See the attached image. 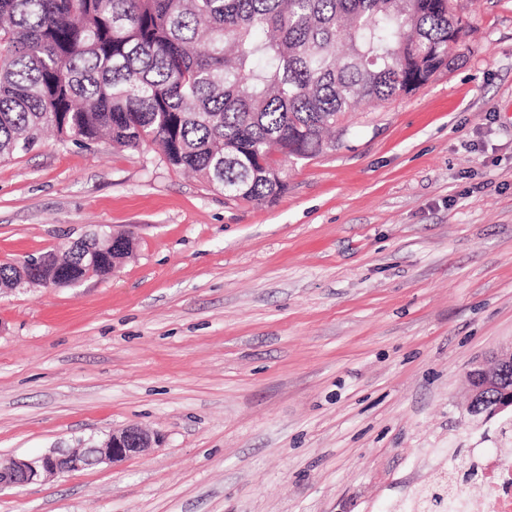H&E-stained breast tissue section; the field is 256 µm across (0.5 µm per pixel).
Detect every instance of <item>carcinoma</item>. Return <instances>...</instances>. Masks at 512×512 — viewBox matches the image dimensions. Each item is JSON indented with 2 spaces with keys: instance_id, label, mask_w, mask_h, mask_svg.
Wrapping results in <instances>:
<instances>
[{
  "instance_id": "obj_1",
  "label": "carcinoma",
  "mask_w": 512,
  "mask_h": 512,
  "mask_svg": "<svg viewBox=\"0 0 512 512\" xmlns=\"http://www.w3.org/2000/svg\"><path fill=\"white\" fill-rule=\"evenodd\" d=\"M451 30L466 35L453 0H0V158L48 131L150 143L229 200L273 201V151L336 149L346 113L450 68ZM128 252L76 243L60 261L81 281Z\"/></svg>"
}]
</instances>
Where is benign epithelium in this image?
Here are the masks:
<instances>
[{"label":"benign epithelium","mask_w":512,"mask_h":512,"mask_svg":"<svg viewBox=\"0 0 512 512\" xmlns=\"http://www.w3.org/2000/svg\"><path fill=\"white\" fill-rule=\"evenodd\" d=\"M117 233L94 234L82 239L88 251L104 253L113 248ZM44 288L70 286L62 264L51 253L42 254L27 266L19 267L18 285ZM468 412L473 417L490 418L512 409V343L499 349L490 365L475 363L466 372ZM493 393V404H482L480 398ZM157 435L138 426H124L110 432L103 440L72 451H51L36 457H13L0 463V490L20 488L40 481L44 476L88 469L100 464L117 465L154 447Z\"/></svg>","instance_id":"7a95c632"}]
</instances>
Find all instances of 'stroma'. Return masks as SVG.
Returning <instances> with one entry per match:
<instances>
[{
  "label": "stroma",
  "mask_w": 512,
  "mask_h": 512,
  "mask_svg": "<svg viewBox=\"0 0 512 512\" xmlns=\"http://www.w3.org/2000/svg\"><path fill=\"white\" fill-rule=\"evenodd\" d=\"M456 59L233 202L141 151L0 160V264L130 231L75 286L0 291V458L135 424L160 446L0 491V512H394L507 448L464 375L512 341V0H455Z\"/></svg>",
  "instance_id": "stroma-1"
}]
</instances>
